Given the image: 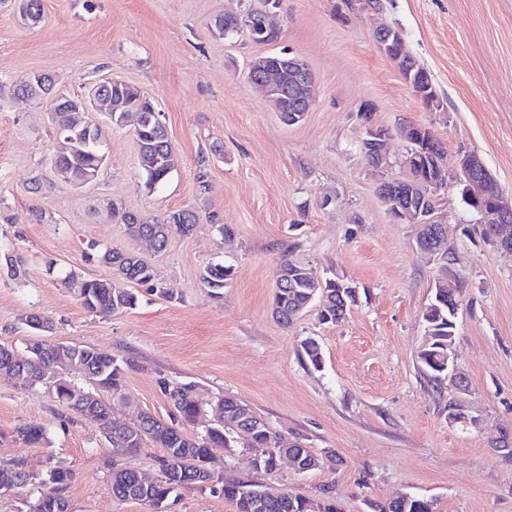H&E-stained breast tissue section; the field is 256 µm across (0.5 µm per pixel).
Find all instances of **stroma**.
I'll return each mask as SVG.
<instances>
[{
  "mask_svg": "<svg viewBox=\"0 0 512 512\" xmlns=\"http://www.w3.org/2000/svg\"><path fill=\"white\" fill-rule=\"evenodd\" d=\"M382 4L359 12L343 0H280L281 35L265 45L213 31L214 18L238 11L240 0H43L33 27L12 0H0L1 80L46 73L63 95L125 81L153 101L179 154L169 178L148 186L129 121L105 128L106 161L93 183L58 181L45 105L0 90V344L24 353L34 339L24 316L37 313L51 323L46 340L128 361L123 390L107 397L118 422L168 416L163 382H190L200 402L238 399L320 459L309 472L285 459L265 471L246 448L214 449L210 467L226 478L312 500L327 494L339 512H373L403 494L433 500L437 512H512V455L493 446L501 429H512V253L483 240L456 183L441 192L436 216L447 240L435 256L419 250L415 225L396 223L378 194L381 179L405 176L398 129L415 123L448 155L478 154L512 197V0ZM382 25L401 30L431 73L437 110L378 49ZM288 49L317 84L294 125L248 77L252 58ZM365 102L389 134L390 166L381 171L360 150ZM36 175L47 185L40 195L27 190ZM113 200L148 222L187 207L202 221L191 235L171 233L158 252L113 221ZM219 223L233 229L232 241ZM101 248L139 254L178 299L132 282L136 308L88 312L63 280L111 278ZM9 255L18 275L7 271ZM286 259L358 288L346 320L322 323L316 305L287 328L273 318ZM214 262L234 268L218 299L202 283ZM446 272L463 285L451 345L467 385L461 394L451 380L427 377L418 358L423 314ZM309 337L321 346L317 368L301 354ZM452 401L465 422H449ZM26 423L45 427L47 442L20 440ZM17 461L37 479L0 497V512H28L51 468L74 474L63 492L69 512H151L109 492L112 446L94 425L69 419L44 389L0 374V468Z\"/></svg>",
  "mask_w": 512,
  "mask_h": 512,
  "instance_id": "stroma-1",
  "label": "stroma"
}]
</instances>
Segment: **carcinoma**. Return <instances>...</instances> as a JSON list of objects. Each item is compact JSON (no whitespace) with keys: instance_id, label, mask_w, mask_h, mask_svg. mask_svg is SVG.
<instances>
[{"instance_id":"1","label":"carcinoma","mask_w":512,"mask_h":512,"mask_svg":"<svg viewBox=\"0 0 512 512\" xmlns=\"http://www.w3.org/2000/svg\"><path fill=\"white\" fill-rule=\"evenodd\" d=\"M213 29L222 37L243 33L238 18L232 14L215 17ZM393 47L386 51L387 57L395 64L403 77L413 80L423 77L418 89L423 92L420 100L427 104L437 98L436 88L428 70L409 53L399 30L391 36ZM45 84L53 88L51 77L34 72L15 81L16 92L26 95L32 84ZM105 94L112 102L110 120L119 124L126 113L137 109L148 97L137 87L122 81H113L105 88ZM299 92L288 85V76H283V88L279 105L281 119L288 122V112ZM52 124L56 132V145L52 152L54 162L63 165L69 180L82 184L91 175H98L104 163L101 132L89 139L85 134L88 123L77 112L61 110L55 113ZM140 144L138 165L146 175L147 184L152 186L166 180L176 169L177 156L166 125L159 123L151 112L140 113V127L137 132ZM112 216L125 225L127 233L135 238H149L153 248L163 251L168 245L172 230L188 236L200 223L199 213L192 208H181L166 214L156 223L144 222L135 213L126 211L122 205L112 202ZM103 263L112 268L113 279H86L76 288L81 305L96 315H111L124 312L137 306L138 296L126 288L116 285L115 280L125 279L149 286V291L172 301L179 298L177 290L157 281L152 266L132 252L105 250L100 255ZM302 265L286 260L280 264V274L276 279L272 314L282 325L288 327L311 305L312 297L320 296V320L326 324H336L346 318L351 310L349 294L351 284L340 278H328L316 284L301 273ZM233 276V266L224 263L208 265L202 274L203 284L211 295L223 294L224 284ZM453 289L445 285V280L435 284L434 299L427 307L423 318L426 322L428 343L419 353V361L425 372L435 381L448 375V345L455 335L456 309L451 300ZM33 352L20 357L15 350L0 345V371L12 375L21 386L43 387L58 405L73 412L98 429L111 432L110 442L113 453L129 454L149 444L164 449L159 459L161 476L148 482L131 469L112 467L109 490L121 500H135L144 504L163 501L165 503L180 496L182 490L214 489L221 485L224 500L230 502L234 512H338L336 503L326 496L313 503L306 498L286 492L273 494L261 486L241 481L225 482L210 471L209 461L216 448H228L234 439L244 437L248 446L264 455L262 469L275 467V458L281 454L300 458L299 466L309 468L313 452L306 445L296 442L284 446V436L272 426L253 434L241 435L231 428L232 421L242 401L224 397L218 400L226 413L224 421L209 426L198 433L189 434L174 422L162 420L150 413H142L130 424H119L112 420L110 408L101 398V393L122 391L125 380L123 363L112 354L97 348L76 343L43 345L36 341ZM302 353L314 367L322 362L319 343L313 338L302 342ZM72 366L87 378L94 380L97 387L81 390L75 388L63 375L66 367ZM165 395L173 408V414L184 425L195 426L203 413L202 403L196 398L190 384L163 385ZM18 437L27 444L37 445L46 441L47 433L43 426L27 423L17 429ZM10 475L0 472V494L13 492L24 487L36 478L24 463L16 462L10 468ZM73 479L67 470H52L43 484L49 491L42 493L30 506V512H68V504L62 495L63 490ZM265 498V510L255 507L258 497ZM375 512H436L431 501L412 496H402L384 505L375 506Z\"/></svg>"}]
</instances>
